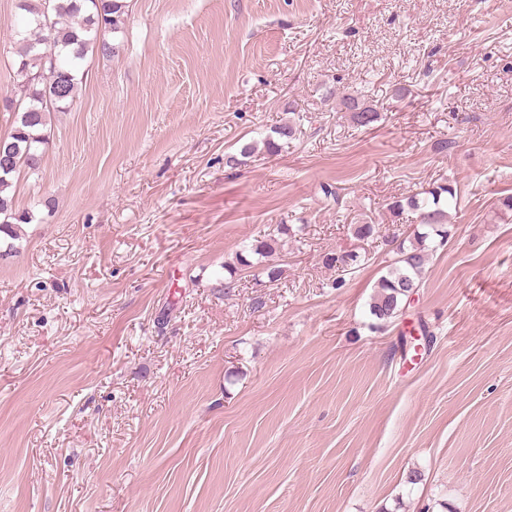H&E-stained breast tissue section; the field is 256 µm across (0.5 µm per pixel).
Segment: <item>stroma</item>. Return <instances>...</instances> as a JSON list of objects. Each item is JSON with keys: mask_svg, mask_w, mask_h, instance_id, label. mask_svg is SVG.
Returning <instances> with one entry per match:
<instances>
[{"mask_svg": "<svg viewBox=\"0 0 512 512\" xmlns=\"http://www.w3.org/2000/svg\"><path fill=\"white\" fill-rule=\"evenodd\" d=\"M127 2L13 182L0 512H512V0ZM444 181L448 243L379 321L419 224L390 205ZM272 233L279 280L235 268Z\"/></svg>", "mask_w": 512, "mask_h": 512, "instance_id": "35a3bbf8", "label": "stroma"}]
</instances>
